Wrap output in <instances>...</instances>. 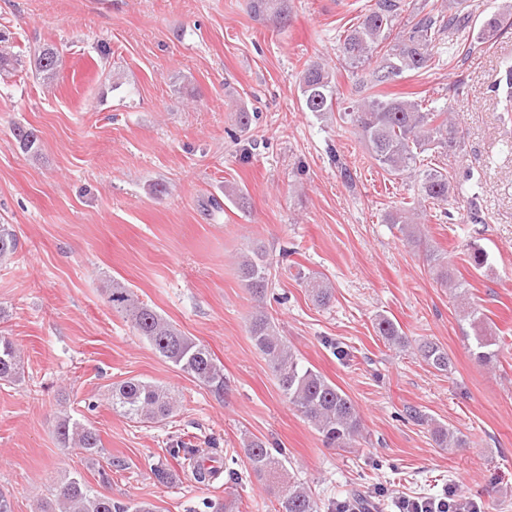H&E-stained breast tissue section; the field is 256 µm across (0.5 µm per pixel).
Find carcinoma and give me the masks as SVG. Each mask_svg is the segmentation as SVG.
Wrapping results in <instances>:
<instances>
[{
	"label": "carcinoma",
	"instance_id": "1",
	"mask_svg": "<svg viewBox=\"0 0 512 512\" xmlns=\"http://www.w3.org/2000/svg\"><path fill=\"white\" fill-rule=\"evenodd\" d=\"M467 0H449L443 11L416 10L405 19L398 0H377L375 6L360 17L359 23L344 31L338 39L339 58L344 65L365 72L364 79L350 88L343 108V119L360 135L371 159L393 176L409 175L417 181V203L445 204L454 191L444 167L421 168L420 156L434 150L448 158L462 151L459 125L448 108L424 104V100L407 92L382 93L380 89L395 83L406 72H416L431 65L438 45L466 28L460 17L469 15ZM257 15L275 11L288 20L286 0H251ZM506 11L485 15L476 39H494L508 23ZM62 66L60 53L50 47L34 60L35 72L53 82ZM301 101L307 112L322 116L341 104V93L333 72L319 63L308 64L299 80ZM14 136L26 151L34 149L38 136L32 128L18 126ZM387 223L397 226L409 243L422 238L421 227L413 223L409 210L387 215ZM18 238L11 224H0V260L16 253ZM464 255L473 269L488 264L487 251L477 242L466 244ZM426 261L437 272L441 284L448 287L473 331V355L488 366L499 355L495 338L484 331V313L469 289L448 262V253L432 251ZM272 261L259 244L243 251L237 273L251 292L256 305L247 331L255 348L263 354L283 397L321 436L328 448H348L362 435V419L352 398L313 367L306 365L288 345L271 316L265 311ZM312 300L327 306L334 298L333 288L313 274L297 272ZM108 303L113 312L130 323L137 335L145 338L159 356L212 394H224V368L210 348L185 336L172 323L130 288L115 282L109 289ZM375 331L387 343L401 345L405 337L391 318L380 315ZM417 353L431 368L446 372L450 366L448 351L433 341H423ZM24 361L20 349L0 334V381L13 382L21 376ZM112 409L136 422L159 423L171 416L176 401L170 391L154 382L129 379L112 388ZM56 431L63 447L84 454L88 459L101 451L96 431L67 415L57 421ZM244 452L250 475L260 484L275 483L285 471L286 456L281 448H269L264 442L250 440ZM275 512H321L311 490L301 482L288 481L276 497ZM39 512H155L146 502H122L93 491L77 475L65 474L56 482L51 496L37 503Z\"/></svg>",
	"mask_w": 512,
	"mask_h": 512
}]
</instances>
